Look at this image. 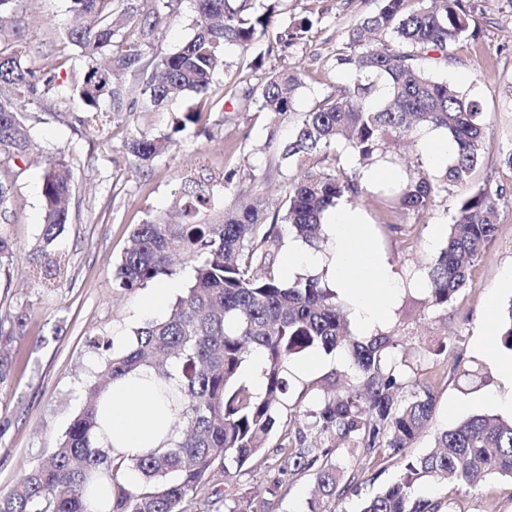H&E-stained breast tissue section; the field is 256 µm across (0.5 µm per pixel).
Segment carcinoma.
<instances>
[{
    "instance_id": "cac0c4a2",
    "label": "carcinoma",
    "mask_w": 512,
    "mask_h": 512,
    "mask_svg": "<svg viewBox=\"0 0 512 512\" xmlns=\"http://www.w3.org/2000/svg\"><path fill=\"white\" fill-rule=\"evenodd\" d=\"M17 2L0 0V30L9 28L0 36L1 213L12 203L17 162H26L37 148L32 106L58 115L75 110L78 123L108 143L114 124L136 112H154L177 96L200 99L182 124L206 135L210 104L226 92L244 107L281 116L294 111L304 87L303 73L288 69L238 92L247 71L262 64L257 56L228 89L213 88L228 48L243 56L259 41L289 48L308 31L306 17L278 25L267 0H191L193 35L163 56L151 52L152 40L181 0H68L78 24L67 28V36L84 65L69 66L65 86L58 83L61 64H35L25 56L23 34L11 22ZM381 2L330 53V67L346 79L318 95L288 143L276 149L279 165L300 171V178L285 186L279 209L270 215L258 200L239 194L230 206L218 208L215 187L234 192L236 170L189 171L180 177L171 209L134 226L131 244L113 269L118 287L132 291L173 275L178 250L194 260L193 278L168 316L136 329L128 351L110 353L106 336L90 339L103 357L102 370L56 446L22 479L0 490V512H92L85 496L93 475L106 479L99 495H112L109 512H185L186 503L210 496L221 477L231 485L225 491L228 512H266V502L236 483L262 462L276 432L278 476L267 493L276 495L290 474L309 473L314 490L306 512H343L341 501L355 477H345L333 459L335 449L369 465L380 458L400 464L399 476L356 512H441L443 502L418 494L419 485L450 478L471 485L482 472L512 479V422L494 415H475L439 431L434 449L407 456L406 448L431 419L428 386L407 377L396 360L394 337L353 336L336 289L320 277L288 281L276 263L282 246L276 225H287L315 246L323 238L325 212L368 193L362 176L341 170L339 142L361 163L393 165L392 146L413 142L426 129L448 133L454 154L438 179L429 177L419 159L404 179L389 185L388 206L396 210L429 209L439 191L469 183L483 162L487 140L480 101L426 67L427 52L437 51L445 61L448 46L469 36L470 8L464 0H417L411 11L405 7L409 0ZM177 146L170 134H141L125 142L138 173ZM75 193L73 163L49 156L37 248L47 258L42 274L49 281L61 272L49 250L69 224ZM495 208L496 198L484 188L457 199L446 244L427 272L432 305L446 307L468 287L474 260L495 234ZM14 258V244L0 228V270ZM30 317L24 303L12 313L0 312V386L13 373L11 345ZM308 349L347 353L354 379L310 412L315 445L299 448L282 408L288 363ZM255 351L263 356L261 396L238 381L241 365ZM140 368L151 371L157 399L171 403V439L144 455L114 456L95 439L98 399L114 379ZM129 472L138 475L137 484L127 482Z\"/></svg>"
}]
</instances>
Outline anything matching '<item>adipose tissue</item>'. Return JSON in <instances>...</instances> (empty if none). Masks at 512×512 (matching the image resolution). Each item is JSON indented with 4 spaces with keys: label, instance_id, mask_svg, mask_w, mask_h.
<instances>
[{
    "label": "adipose tissue",
    "instance_id": "1",
    "mask_svg": "<svg viewBox=\"0 0 512 512\" xmlns=\"http://www.w3.org/2000/svg\"><path fill=\"white\" fill-rule=\"evenodd\" d=\"M327 224L330 248L315 256L294 248L288 267L325 269L330 285L346 290L353 299L358 329L370 331L386 319L397 284L382 257L366 250L367 224L359 209L338 203ZM150 376L145 368L129 373L113 381L101 396V427L96 436L112 454L138 456L159 448L170 437L171 410L156 399Z\"/></svg>",
    "mask_w": 512,
    "mask_h": 512
}]
</instances>
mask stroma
I'll return each mask as SVG.
<instances>
[{
	"label": "stroma",
	"instance_id": "1",
	"mask_svg": "<svg viewBox=\"0 0 512 512\" xmlns=\"http://www.w3.org/2000/svg\"><path fill=\"white\" fill-rule=\"evenodd\" d=\"M474 34L449 47L447 60L432 63L442 79L467 82L483 105L487 151L471 185L440 192L433 208L423 212L384 214L381 204L367 201L361 210L368 223V247L385 259L402 282L389 307L383 333L394 336L410 376L429 385L434 398L432 419L410 444L407 453L428 452L435 434L479 414L512 418V410L494 401L508 386L497 365L480 349L488 342L499 355H512L501 342L502 313L512 300V288L502 277L512 270V169L502 164L512 150V0H468ZM380 0H281L278 18L288 25L306 16L312 21L303 40L288 48L260 43L263 65L253 71L251 86H259L271 73L285 67L301 69L305 86L296 111L276 119L239 105H216L209 117V137L193 128L176 130L175 123L192 109L195 97L183 96L158 111L131 116L116 129L111 145H102L92 131L73 117L43 112L36 124L38 150L15 172L14 202L0 216V227L16 244L18 258L9 273L0 274V310L30 304L32 316L26 333L13 345L16 360L12 378L0 387V416L13 425L0 450V488L27 474L46 452L56 446L77 413L84 389L98 371L101 357L89 345L94 336H107L112 350L131 347L135 330L156 314L148 308L150 286L126 291L113 280L116 260L129 243L133 225L146 213L167 211L181 172L193 168L205 154L216 171L236 169L237 182L249 187L250 175L260 183L255 194L262 206H278L289 179L298 172L279 166L268 140H287L299 115L313 98L343 81L327 68V58L360 19L378 10ZM66 0H18L15 17L30 36L24 45L29 60L46 55L74 59V46L63 43L68 21ZM174 134L179 149L158 157L148 173L132 175L123 148L135 131ZM64 153L75 164L77 202L60 237L55 256L61 275L50 285L37 286L43 263L34 250L41 233L43 198L41 176L45 156ZM500 194L494 222L496 236L471 269V284L448 307L432 306L426 287L409 286L411 276L425 277L444 244L445 228L452 221L455 200L471 186ZM301 360L317 361L305 376L291 377L286 413L293 432L312 440L309 413L324 387L344 388L348 362L344 353L311 349ZM313 488L309 474L284 477L268 512H304ZM423 494L450 501L452 512H512V480L485 475L468 487L422 486Z\"/></svg>",
	"mask_w": 512,
	"mask_h": 512
}]
</instances>
